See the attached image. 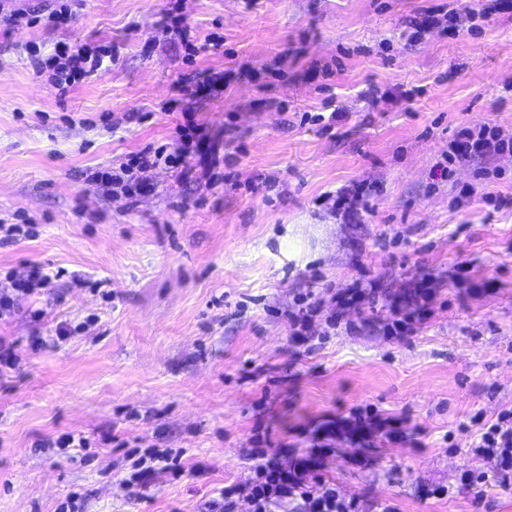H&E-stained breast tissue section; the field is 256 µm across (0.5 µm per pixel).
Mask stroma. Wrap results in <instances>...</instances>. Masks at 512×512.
<instances>
[{
  "instance_id": "35a3bbf8",
  "label": "stroma",
  "mask_w": 512,
  "mask_h": 512,
  "mask_svg": "<svg viewBox=\"0 0 512 512\" xmlns=\"http://www.w3.org/2000/svg\"><path fill=\"white\" fill-rule=\"evenodd\" d=\"M168 3L72 0L66 24L0 29V219L35 232L0 243V297L28 265L60 274L0 315L16 357L0 371V512H59L73 494L79 512H207L225 485L247 494L254 437L287 465L361 404L419 433L333 442L321 474L359 512H512L461 428L512 408V207L487 202L512 197V153L433 175L460 129L512 134V0H178L198 41H223L190 62L159 25ZM469 7L487 14L474 33L414 41L403 24ZM60 42L118 54L60 96L29 54ZM211 69L223 87L176 90ZM329 106L331 132L302 123ZM187 112L232 153L233 182L210 192L157 169L144 196L91 190L86 176ZM360 182L374 208L349 224L322 198ZM425 275L434 313L415 335H382L381 300L350 312L374 322L360 333L313 350L290 334L298 294L373 279L395 295ZM67 433L86 447H52ZM132 448L183 449V471L133 496ZM467 469L487 476L482 505Z\"/></svg>"
}]
</instances>
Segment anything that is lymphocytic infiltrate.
I'll return each mask as SVG.
<instances>
[{"label":"lymphocytic infiltrate","mask_w":512,"mask_h":512,"mask_svg":"<svg viewBox=\"0 0 512 512\" xmlns=\"http://www.w3.org/2000/svg\"><path fill=\"white\" fill-rule=\"evenodd\" d=\"M107 55L106 50L87 43L61 45L53 53L33 60L36 74H48L59 93H67L75 84L97 73ZM512 152V137L505 136L496 126L460 131L452 143L447 164L440 169L441 178H451L454 165L472 157H494ZM225 162L219 144L213 142L193 121H185L176 128V136L156 147H148L131 155L118 167L92 173L88 181L99 192L115 197L131 198L140 195L150 170L164 168L176 172L187 183L203 180L207 189L218 185L215 172ZM379 296L376 281L359 283L334 293L337 310L323 315L322 299L311 294L298 296L295 311L289 312L288 324L293 336L309 340L315 317H323L322 336H329L339 327L353 329V321L346 314L364 299ZM433 295L428 278L418 279L413 288L390 297L393 314L384 326L388 336L413 335L432 316ZM406 418L383 416L372 407L355 408L345 417L336 418L318 426L316 446L326 450L331 440L342 438L365 448L377 440L392 441L404 436ZM477 451L495 462V471L503 486L512 485V409L498 413L495 420L481 423L473 432ZM132 472L125 483L132 492L147 488L156 472L175 470L176 458L171 451L150 449L141 453L130 450ZM254 478L246 496H239L236 488L221 489L218 500L209 504L210 512H358L354 499L344 497L335 483L315 473L312 459L302 457L292 466L283 465L278 458L265 452L253 454Z\"/></svg>","instance_id":"1"}]
</instances>
